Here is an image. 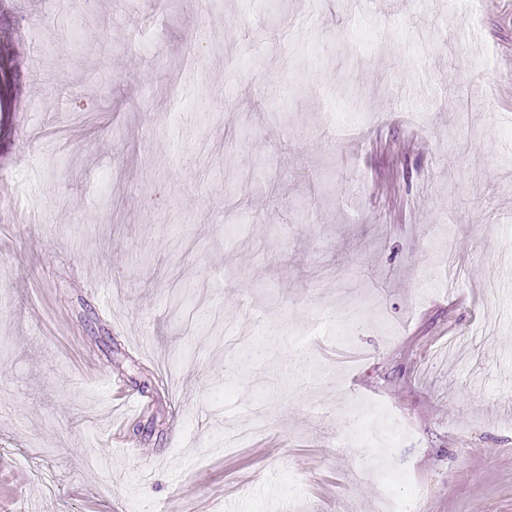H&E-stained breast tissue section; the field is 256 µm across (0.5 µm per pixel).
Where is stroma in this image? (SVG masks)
<instances>
[{
    "label": "stroma",
    "mask_w": 512,
    "mask_h": 512,
    "mask_svg": "<svg viewBox=\"0 0 512 512\" xmlns=\"http://www.w3.org/2000/svg\"><path fill=\"white\" fill-rule=\"evenodd\" d=\"M70 2L0 7V512H378L360 406L512 512V0Z\"/></svg>",
    "instance_id": "obj_1"
}]
</instances>
